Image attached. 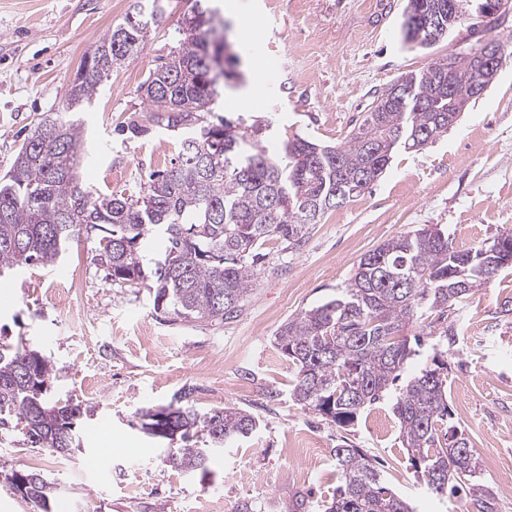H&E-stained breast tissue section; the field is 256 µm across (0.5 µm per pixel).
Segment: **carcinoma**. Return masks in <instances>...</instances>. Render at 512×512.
I'll list each match as a JSON object with an SVG mask.
<instances>
[{
	"mask_svg": "<svg viewBox=\"0 0 512 512\" xmlns=\"http://www.w3.org/2000/svg\"><path fill=\"white\" fill-rule=\"evenodd\" d=\"M210 2L193 0L197 22L182 21L177 46L138 87L152 124L182 132L171 167L151 173L131 194L92 192L79 179L84 128L69 114L90 103L104 79L144 49L164 13V0H137L134 12L112 25L86 56L60 112L24 139L0 178V271L54 266L72 240L94 235L112 280L135 288L153 281L156 310L181 322L235 318L266 271V242L295 249L328 211L369 189L396 150L435 141L448 132V117L477 100L474 65L453 52L402 73L396 80L400 95L386 103L377 96L344 144L295 136L271 155L261 126L214 114L224 80L209 68L224 41L208 37L216 15ZM474 2L407 0L405 43L415 50L433 47L424 20L437 12L450 32L469 20ZM446 74L453 97L442 103L446 111L437 112L432 103ZM154 233L163 236L160 254L140 253L138 244ZM498 249L512 251L511 232L471 249L454 247L438 227L388 239L360 258L347 287L286 321L274 336L294 367L293 400L340 428L395 390L401 443L427 492L459 495L476 512H497L496 497L480 482L469 434L454 421L448 361L437 354L402 378L421 342L405 330L425 315L445 320L449 307L486 282ZM54 368L36 349L0 344V437L18 432L32 447L66 455L81 446L73 425L87 409L48 398ZM141 420L147 434L168 441V461L204 476L224 443L250 436L259 425L241 408H197L189 387L167 406L143 411ZM333 456L340 483L322 502L323 512H413L366 453L344 443ZM22 474L28 478L22 496L37 512H54V483L34 470Z\"/></svg>",
	"mask_w": 512,
	"mask_h": 512,
	"instance_id": "cac0c4a2",
	"label": "carcinoma"
}]
</instances>
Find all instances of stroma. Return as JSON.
I'll return each instance as SVG.
<instances>
[{
    "instance_id": "stroma-1",
    "label": "stroma",
    "mask_w": 512,
    "mask_h": 512,
    "mask_svg": "<svg viewBox=\"0 0 512 512\" xmlns=\"http://www.w3.org/2000/svg\"><path fill=\"white\" fill-rule=\"evenodd\" d=\"M233 2L228 42L240 63L217 104L252 82L266 88L248 105L246 122L268 121V149L300 135L341 145L374 97L407 71L427 68L464 40L494 34L512 39V12L493 29L459 26L432 49H410L402 36L406 0H212ZM134 0H0V174L23 139L56 112L83 61ZM277 16V32L246 47L238 18L257 8ZM189 4L166 0V12L145 49L112 72L80 108L81 179L92 191L137 190L170 167L175 133L149 125L137 88L180 37ZM144 126L132 133L131 124ZM455 246L471 248L512 230V58L458 123L420 150H399L364 194L328 211L293 251L272 248L242 314L230 322L177 324L156 311L147 287L107 276L94 239L72 242L54 267H28L0 277L12 295L0 302V343L25 342L50 357L51 396L91 406L78 424L82 446L68 456L30 448L19 436L0 442V512H34L12 475L33 469L54 480L65 512H223L242 502L256 512H288L295 495L311 505L330 500L337 484L331 450L348 442L380 463L386 480L415 512H464L459 498L426 495L399 438L391 398L341 429L297 405L294 369L276 348L278 328L347 286L364 253L403 233L432 225ZM512 273H502L452 306L457 334L448 358L449 404L470 434L484 482L498 512H512ZM83 324L73 328L72 312ZM193 386L200 408L235 406L260 420L255 434L227 445L208 474L163 461L140 428L141 411L168 405ZM308 433L315 444L288 455L289 439Z\"/></svg>"
}]
</instances>
